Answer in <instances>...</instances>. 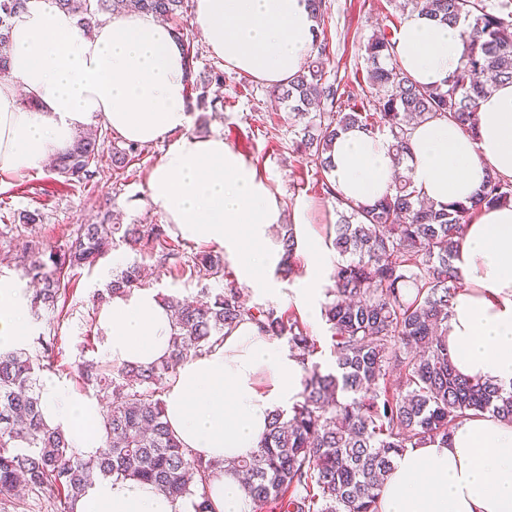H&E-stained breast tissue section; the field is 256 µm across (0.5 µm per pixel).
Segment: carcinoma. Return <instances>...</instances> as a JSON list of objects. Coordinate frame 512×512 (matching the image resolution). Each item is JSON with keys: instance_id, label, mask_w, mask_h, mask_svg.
<instances>
[{"instance_id": "obj_1", "label": "carcinoma", "mask_w": 512, "mask_h": 512, "mask_svg": "<svg viewBox=\"0 0 512 512\" xmlns=\"http://www.w3.org/2000/svg\"><path fill=\"white\" fill-rule=\"evenodd\" d=\"M28 2L0 0V76L8 73L10 21ZM55 2L78 18L86 35L135 7L175 24L183 39L176 23L186 12L185 0ZM406 4L464 27L461 65L443 85H418L393 58L394 43L383 35L364 45L367 83L380 121L343 99L327 70L325 44L310 52L282 88L305 163L330 173L334 138L357 126L388 140L398 166L393 195L372 204L348 201L325 185L338 216L327 225L326 237L340 262L321 309L332 332L334 367L324 370L314 360L316 340L295 312L246 306L223 257L202 251L186 270L179 246L163 239L158 227L79 224L65 246L37 251L24 265V275L40 285L32 308L55 309L69 288L68 272L95 264L123 244L148 250L158 264L187 271L199 282L222 279L225 286L214 295L203 286L191 301L163 298L173 317L167 358L148 366L77 365L82 385L116 397L103 413L105 447L95 458H82L65 433L42 418L38 373L54 368L49 348L36 355L0 351V496L20 489L46 497L54 512H74L88 486L114 476L151 483L173 499L206 498L223 464L181 447L165 421L161 396L179 365L224 341V330L245 320L266 336L287 338L306 373L301 400L290 411L273 414L259 450L233 463L260 510L377 512L379 491L407 449L447 443L457 421L467 417L490 414L512 424V387L462 375L444 339L459 289L454 262L464 228L481 207L512 204V179L492 176L472 201L435 209L417 204L409 168L403 167L413 125L436 119L472 132L479 101L512 81V0ZM100 162L99 137L79 132L51 170L67 184H82ZM282 244L276 273L290 277L300 269L295 225H286ZM143 286L145 266L134 261L112 276L97 300ZM395 373L402 379L396 387L389 382Z\"/></svg>"}]
</instances>
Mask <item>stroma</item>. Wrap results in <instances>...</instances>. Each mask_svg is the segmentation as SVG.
Here are the masks:
<instances>
[{"mask_svg":"<svg viewBox=\"0 0 512 512\" xmlns=\"http://www.w3.org/2000/svg\"><path fill=\"white\" fill-rule=\"evenodd\" d=\"M325 3L317 40L329 47V68L341 89L353 103L367 104L363 46L380 29L397 37L403 18L388 0ZM184 39L198 54L192 75L196 86L213 72L224 73L219 90L222 108L200 105L196 87L189 90L190 132L201 137L223 135L279 196L286 223H294L299 213L319 233L336 223V201L324 193L322 175L303 160L287 102L275 98L269 85L225 67L223 60L211 55L194 26L185 25ZM98 130L104 141L102 167L89 183L65 186L47 169L33 174L0 173V279L22 278L25 247L61 246L76 225L98 224L106 218L122 224H163L161 212L148 202L146 185L166 143L143 144L141 154L117 170L112 166V154L127 148L128 143L106 125H99ZM34 208L42 211V223L13 222V213ZM113 270L112 259L106 256L92 267L71 271L63 310L40 311L38 318L32 319L24 343L25 349L33 352L39 350L41 341L51 342L58 378L93 398L97 389L81 388L72 372L84 361H106L95 295L111 281Z\"/></svg>","mask_w":512,"mask_h":512,"instance_id":"1","label":"stroma"}]
</instances>
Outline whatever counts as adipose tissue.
Here are the masks:
<instances>
[{"mask_svg": "<svg viewBox=\"0 0 512 512\" xmlns=\"http://www.w3.org/2000/svg\"><path fill=\"white\" fill-rule=\"evenodd\" d=\"M192 23L211 54L269 85L286 83L317 35L307 0H194ZM7 78L0 80V171L34 172L70 146L79 130L101 121L124 139L163 142L151 170L149 202L177 235L222 247L241 283L277 295L270 270L281 259L271 237L281 223L278 197L256 169L215 134L189 131L187 58L172 27L127 12L84 35L78 19L54 0H30L11 20ZM459 27L413 13L394 47L418 84H443L459 68ZM407 163L417 191L438 207L465 202L489 176L512 179V83L481 100L477 134L444 121L417 126ZM331 177L338 195L369 204L391 194L387 141L351 127L337 136ZM304 275L296 300L311 326L314 301L335 260L319 237L305 235ZM461 287L448 321V352L464 375L512 383V204L482 209L467 225L455 262ZM104 354L117 364L148 365L167 356L170 313L148 288L101 306ZM29 293L0 280V350L30 334ZM298 359L249 321L223 343L177 368L163 394L166 420L183 447L206 460L232 461L257 451L275 412L303 391ZM45 423L61 428L79 455L104 445L98 400L54 377L41 385ZM215 512H254L238 475L225 471L207 489ZM377 512H512V424L490 415L457 423L448 444L399 455L377 499ZM152 485L104 477L74 512H195Z\"/></svg>", "mask_w": 512, "mask_h": 512, "instance_id": "1", "label": "adipose tissue"}]
</instances>
